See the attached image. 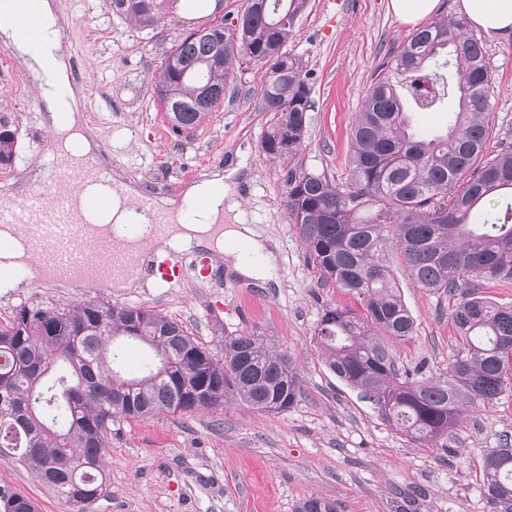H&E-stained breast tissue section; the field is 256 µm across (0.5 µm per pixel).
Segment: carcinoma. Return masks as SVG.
<instances>
[{
	"label": "carcinoma",
	"instance_id": "obj_1",
	"mask_svg": "<svg viewBox=\"0 0 512 512\" xmlns=\"http://www.w3.org/2000/svg\"><path fill=\"white\" fill-rule=\"evenodd\" d=\"M167 0H109L112 14L141 28L161 20ZM306 0H244L240 27L219 23L170 49L155 93L173 132L199 126L222 105L234 64L266 67L259 109L270 114L261 141L272 159H294L305 139L311 87L302 59L284 50ZM212 107H198L200 84ZM493 76L482 45L463 23L418 29L367 90L354 126L345 182L292 168L284 207L322 285L356 296L364 312L329 307L315 336L329 369L360 389L383 420L410 441L435 447L466 403L492 405L512 381V306L480 294L512 281V152L486 160ZM413 112L447 113L446 132L411 124ZM15 133L0 122V165ZM393 243L424 290L455 299L449 313L457 354L437 378L400 372L382 333L405 342L415 321L383 251ZM121 339L144 345L140 376L120 371ZM288 353L253 330L224 337L218 359L184 326L143 307L89 300L24 306L0 327V456L34 471L72 512L106 493L102 459L116 417L188 413L237 397L268 414L301 396ZM485 497L512 512V445L482 458ZM0 512H37L0 486ZM296 512H338L311 497Z\"/></svg>",
	"mask_w": 512,
	"mask_h": 512
}]
</instances>
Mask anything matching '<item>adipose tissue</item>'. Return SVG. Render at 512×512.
I'll use <instances>...</instances> for the list:
<instances>
[{
    "mask_svg": "<svg viewBox=\"0 0 512 512\" xmlns=\"http://www.w3.org/2000/svg\"><path fill=\"white\" fill-rule=\"evenodd\" d=\"M40 36L29 39L18 24V0H0V43L10 47L17 59L34 74L47 77L44 99L55 123L60 153L86 161H94V144L79 125L82 115L76 97L59 100L55 89L69 86L68 67L57 52L59 17L53 0H37ZM459 11L471 28L489 35L512 32V0H460ZM69 114L68 124H59L60 111ZM231 187L223 176L190 183L181 198L154 200L155 211L177 213L178 218L169 224L163 235L156 238H139L131 248L137 258H147L166 249H179L191 243L207 251L223 253L231 272L240 279L263 285L272 280L276 269V250L267 241L255 237L251 228L241 224L232 207L224 200ZM244 242L247 253H240L235 242Z\"/></svg>",
    "mask_w": 512,
    "mask_h": 512,
    "instance_id": "ef3b65f1",
    "label": "adipose tissue"
}]
</instances>
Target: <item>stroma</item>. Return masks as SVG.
<instances>
[{
  "label": "stroma",
  "mask_w": 512,
  "mask_h": 512,
  "mask_svg": "<svg viewBox=\"0 0 512 512\" xmlns=\"http://www.w3.org/2000/svg\"><path fill=\"white\" fill-rule=\"evenodd\" d=\"M64 22L62 55L79 110L97 145L101 168L137 183L146 195L177 197L214 172L237 170L234 200L242 223L276 246L274 279L258 288L212 258L213 278L158 287L150 267L129 288L61 281L21 272V288L0 294V326L22 306L64 307L88 300L151 309L180 321L220 353L225 336L258 330L291 356L302 394L277 415L231 399L219 409L117 418L103 457L108 489L88 512H295L310 497L340 512H392L395 490L423 489L420 512H499L480 488L482 455L512 439V389L494 405L470 404L447 448L414 444L389 426L359 390L326 366L315 328L326 308L360 309L357 298L323 286L283 206L289 167L344 182L353 128L368 87L412 34L389 0H308L297 16L290 53L312 88L305 143L294 163L261 148L270 116L258 108L264 69L245 64L224 91V104L192 132L172 131L154 94L166 52L193 24L171 12L140 30L113 15L107 0H57ZM476 38L493 71L492 128L485 154L512 150V35ZM0 46V119L16 133V155L0 165V189L27 197L32 166L48 190L61 187L50 159L55 144L48 109L33 80ZM401 298L415 319L405 343L386 339L403 370L436 377L448 370L454 331L447 297L419 288L386 249ZM28 496L38 512L70 507L14 458L0 457V486Z\"/></svg>",
  "instance_id": "stroma-1"
}]
</instances>
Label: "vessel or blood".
<instances>
[{
  "label": "vessel or blood",
  "mask_w": 512,
  "mask_h": 512,
  "mask_svg": "<svg viewBox=\"0 0 512 512\" xmlns=\"http://www.w3.org/2000/svg\"><path fill=\"white\" fill-rule=\"evenodd\" d=\"M56 177L75 186L66 195L42 191L9 209H0V227L23 225L33 244L39 247L43 268L73 280L91 279L99 287H109L114 276L135 274L140 262L125 250L129 239L161 235L173 215L155 212L150 199H143L135 218L121 229L95 226L92 217L106 210L110 198L86 192L87 180L111 184L108 171L87 175L83 166L59 157L52 158ZM184 256L167 253L154 262L159 281L173 286L192 271Z\"/></svg>",
  "instance_id": "1"
}]
</instances>
